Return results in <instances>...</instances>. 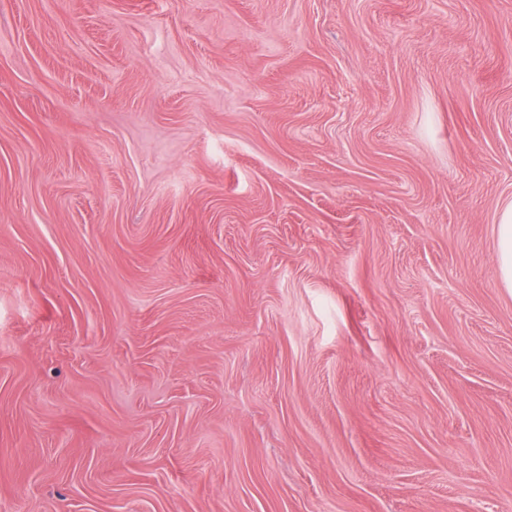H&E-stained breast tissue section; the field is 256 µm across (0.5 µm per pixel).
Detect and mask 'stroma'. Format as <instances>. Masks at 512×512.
I'll return each mask as SVG.
<instances>
[{"mask_svg":"<svg viewBox=\"0 0 512 512\" xmlns=\"http://www.w3.org/2000/svg\"><path fill=\"white\" fill-rule=\"evenodd\" d=\"M512 0H0V512H512ZM496 224V275L501 285L512 293V201L501 206Z\"/></svg>","mask_w":512,"mask_h":512,"instance_id":"1","label":"stroma"}]
</instances>
